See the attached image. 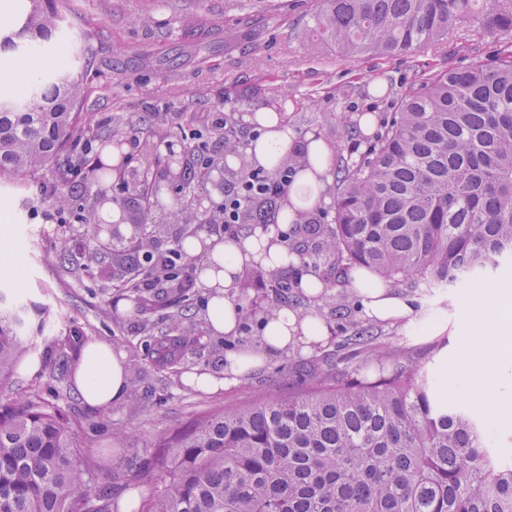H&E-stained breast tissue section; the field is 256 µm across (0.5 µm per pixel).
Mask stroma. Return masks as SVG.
Returning a JSON list of instances; mask_svg holds the SVG:
<instances>
[{
    "label": "stroma",
    "mask_w": 512,
    "mask_h": 512,
    "mask_svg": "<svg viewBox=\"0 0 512 512\" xmlns=\"http://www.w3.org/2000/svg\"><path fill=\"white\" fill-rule=\"evenodd\" d=\"M320 5V0H67V22L53 52L61 58L58 71L64 72L76 50H89L80 72L82 126L130 113L163 112L177 125L187 112H232L242 119L270 111L282 117L296 142L318 135L337 159L352 157L370 139L358 127L359 114L380 118L396 111L434 71L491 60L500 47L499 41L464 24L408 56L343 58L308 36ZM88 195L87 182H58L51 165L32 173L24 188L0 179V236L11 253V276L0 290L9 297L23 295L28 333L40 360L33 374L15 367L0 385V403L35 389L57 401L82 423L86 448L100 458L101 481L121 474L129 459L198 414L240 406L262 394L287 393L320 369L344 373L347 366L337 346L349 323L370 327L380 344L429 357L428 369L444 397L459 401L445 379L462 350L452 330L463 320L465 287L401 289L412 307L408 322L368 318L349 287L333 288L330 299L299 304L300 310L326 321L330 334L324 344L276 355L219 392L186 384V373L221 372L228 352L258 344L265 311L281 305V297L269 287L266 269H245L244 279L257 286L235 293L242 313L237 335L204 334L176 370L158 368L145 357L134 306L113 312L118 292L107 272L72 269L84 231L72 205ZM426 323L437 326V335L420 334ZM74 330L127 351L137 395L106 408L92 407L81 400L70 376H57L56 349ZM115 423L135 431V438L114 441L110 429Z\"/></svg>",
    "instance_id": "obj_1"
}]
</instances>
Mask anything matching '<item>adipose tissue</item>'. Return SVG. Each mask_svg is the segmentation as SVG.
I'll use <instances>...</instances> for the list:
<instances>
[{
    "label": "adipose tissue",
    "instance_id": "ef3b65f1",
    "mask_svg": "<svg viewBox=\"0 0 512 512\" xmlns=\"http://www.w3.org/2000/svg\"><path fill=\"white\" fill-rule=\"evenodd\" d=\"M250 121L263 133L247 145L246 153L255 165L273 168L277 158L290 151L293 134L275 112L254 113ZM305 160V166L297 168L293 183L314 185L316 192L310 203L316 206L323 202V191L330 180L331 152L321 138L311 135L305 144ZM184 248L188 254L205 252L210 257L209 265L200 268L198 278L212 291L207 303V325L224 335L236 334L240 325V308L234 297L245 267L259 265L278 270L299 261L273 225L239 239L190 238L185 240ZM352 291L370 318L411 316L403 297L365 271L354 272ZM510 299L511 283L473 289L466 304V318L456 331L463 345L454 367L458 389L484 408H495L497 384L504 374L512 373V320L498 314L499 304ZM327 333V325L317 316L278 308L263 321L259 347L228 353L221 375L194 373L190 380L207 391L223 389L261 368L276 354L299 348L310 350L323 343ZM73 380L88 405L108 407L123 400L129 391L125 352L98 340L87 341L73 369Z\"/></svg>",
    "mask_w": 512,
    "mask_h": 512
}]
</instances>
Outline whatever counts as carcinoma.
Returning <instances> with one entry per match:
<instances>
[{
  "instance_id": "carcinoma-1",
  "label": "carcinoma",
  "mask_w": 512,
  "mask_h": 512,
  "mask_svg": "<svg viewBox=\"0 0 512 512\" xmlns=\"http://www.w3.org/2000/svg\"><path fill=\"white\" fill-rule=\"evenodd\" d=\"M15 22L0 27V54L49 44L63 0H27ZM457 24L488 36L512 35V0H323L311 36L347 58L364 53L407 55L438 42ZM78 75H48L15 97L0 88V177L20 183L57 160L81 135ZM145 119L99 122L90 142L123 139L147 154L170 139L182 156L159 168H112L121 217L131 225L116 250L100 241L98 199L78 206L87 229L79 269L110 271L115 287L144 317L148 358L161 368L180 362L197 343L184 326L194 300L190 270L197 257L183 241L198 224H217V209H200L214 173L226 171L208 141L217 135L237 154L235 117L205 129L186 116L179 126L163 112ZM79 156L61 172L88 173ZM181 195L165 205L160 181ZM332 214L303 229L309 258L334 256L374 272L389 286L458 288L512 266V51L489 63L445 69L422 81L387 120L364 156L337 168ZM279 202L246 209L278 223ZM167 224L180 230L159 251ZM175 294V310L148 316L160 297ZM26 308L0 311V385L32 349L23 335ZM345 359L370 354V376L323 373L305 388L199 416L159 439L127 484L146 483L134 512H512V461L488 448L485 420L440 397L425 363L390 353L356 329L342 347ZM79 422L39 396L0 404V512H115L123 483H100L98 463L76 440Z\"/></svg>"
}]
</instances>
